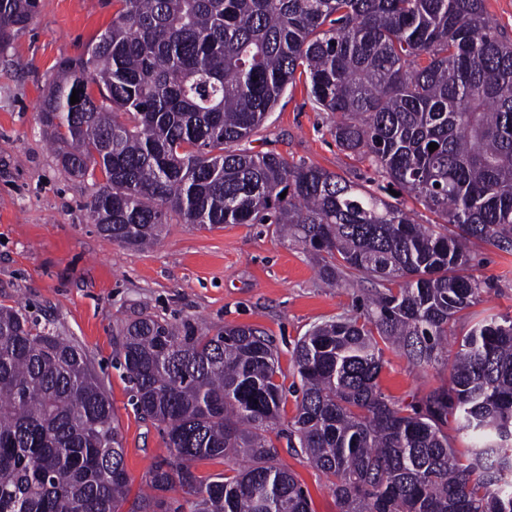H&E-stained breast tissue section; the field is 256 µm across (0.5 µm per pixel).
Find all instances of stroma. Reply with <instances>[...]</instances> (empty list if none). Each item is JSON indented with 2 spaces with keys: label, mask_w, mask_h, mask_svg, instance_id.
Masks as SVG:
<instances>
[{
  "label": "stroma",
  "mask_w": 512,
  "mask_h": 512,
  "mask_svg": "<svg viewBox=\"0 0 512 512\" xmlns=\"http://www.w3.org/2000/svg\"><path fill=\"white\" fill-rule=\"evenodd\" d=\"M115 0H40L33 21L0 54V304L51 323L88 355L103 379L123 439L132 491L165 457L163 436L142 421L116 365L112 336L121 322L146 313L200 326L251 324L278 352V379H296L292 350L312 326L353 314L373 282L324 287L317 262L271 224H227L212 230L169 224L144 250L103 238L86 203L91 178L66 174L48 144L39 105L57 63L83 53L111 22ZM334 113L320 110L303 80L288 87L243 148L273 151L288 162L316 165L364 184L370 162L337 147ZM476 276L489 281L478 310L512 315V254L481 244ZM382 391L422 402L446 377L443 368L412 369L400 352H383ZM278 459L310 495L312 512H339L324 476L304 455L274 437Z\"/></svg>",
  "instance_id": "1"
}]
</instances>
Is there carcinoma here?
<instances>
[{
    "label": "carcinoma",
    "instance_id": "carcinoma-1",
    "mask_svg": "<svg viewBox=\"0 0 512 512\" xmlns=\"http://www.w3.org/2000/svg\"><path fill=\"white\" fill-rule=\"evenodd\" d=\"M115 2L40 107L62 169L104 174L87 202L100 232L142 250L175 217L274 224L316 256L326 285L372 278L356 314L293 349L288 447L325 476L340 512H512V317L473 314L454 361L444 355L449 324L490 287L469 273L470 245L512 253V42L485 0ZM38 11L39 0H0V51ZM298 74L336 114V145L386 180L378 190L236 148ZM395 188L441 222L418 223ZM114 345L132 406L168 451L128 512H312L269 437L285 386L264 331L141 314ZM385 345L448 377L420 404L395 401L379 385ZM450 415L470 440L463 458L442 430ZM204 458L245 467L205 482L192 471ZM177 487L182 502L166 496ZM128 492L86 354L0 306V512H123Z\"/></svg>",
    "mask_w": 512,
    "mask_h": 512
}]
</instances>
